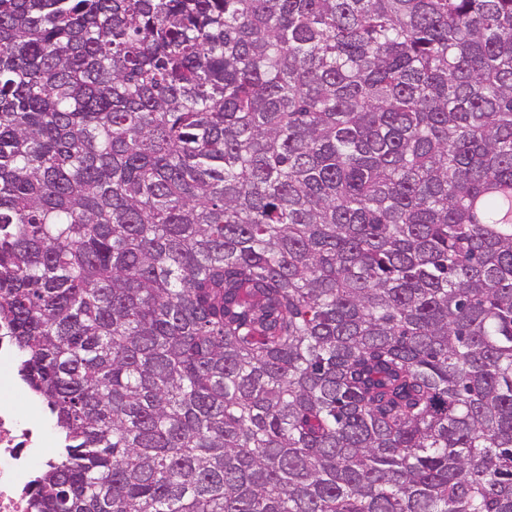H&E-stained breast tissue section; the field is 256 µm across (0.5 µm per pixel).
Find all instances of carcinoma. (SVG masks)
I'll return each instance as SVG.
<instances>
[{"mask_svg":"<svg viewBox=\"0 0 512 512\" xmlns=\"http://www.w3.org/2000/svg\"><path fill=\"white\" fill-rule=\"evenodd\" d=\"M507 189L512 0H0L31 512H512Z\"/></svg>","mask_w":512,"mask_h":512,"instance_id":"1","label":"carcinoma"}]
</instances>
